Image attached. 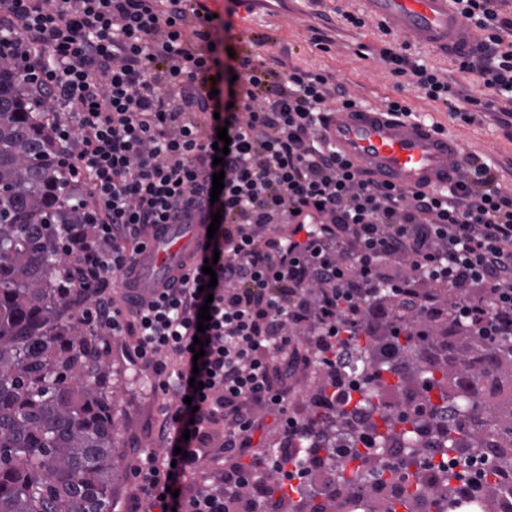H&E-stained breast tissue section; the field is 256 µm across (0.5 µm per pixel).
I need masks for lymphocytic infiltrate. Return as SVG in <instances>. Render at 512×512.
Masks as SVG:
<instances>
[{"label": "lymphocytic infiltrate", "instance_id": "lymphocytic-infiltrate-1", "mask_svg": "<svg viewBox=\"0 0 512 512\" xmlns=\"http://www.w3.org/2000/svg\"><path fill=\"white\" fill-rule=\"evenodd\" d=\"M505 0H452L476 44L462 58L478 94L460 100L450 82L381 49L398 82L441 103L453 118L512 103V16ZM204 0H0V60L9 61L40 121L53 135L57 191L76 212L55 235L86 294L77 322L95 333L132 336L154 391L172 396L159 449L130 469V512H224L225 502L267 500L262 476L296 488L307 476L295 443L308 427L289 415L283 386L295 368L287 352L309 342L315 362L347 401L364 380L346 378L350 339L384 313L381 286L395 302L435 306L456 292L452 313L476 335H512V189L473 156L455 160L445 189L406 190L368 178L343 159L327 134L328 78L276 70L260 56L239 61L232 106L213 91L224 64ZM227 128L224 167L213 163ZM224 187L211 198L212 176ZM222 220L211 248L214 275L172 279L142 297L129 279L134 258L160 224ZM278 224L304 228L307 243L276 240ZM401 271L386 273L388 264ZM119 296L102 297L107 275ZM212 285L211 293L201 288ZM211 319L198 332L201 306ZM205 354L194 358L195 337ZM202 389L191 388V377ZM255 404L275 412L277 455L251 453ZM182 456H175V449ZM234 457L223 492L183 496L207 459Z\"/></svg>", "mask_w": 512, "mask_h": 512}]
</instances>
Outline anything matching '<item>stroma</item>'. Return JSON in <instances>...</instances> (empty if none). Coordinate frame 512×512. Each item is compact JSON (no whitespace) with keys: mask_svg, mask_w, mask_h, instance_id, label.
Wrapping results in <instances>:
<instances>
[{"mask_svg":"<svg viewBox=\"0 0 512 512\" xmlns=\"http://www.w3.org/2000/svg\"><path fill=\"white\" fill-rule=\"evenodd\" d=\"M212 11L221 15L228 27L218 30L223 48L231 49L224 59V72L239 71L238 59L257 53L284 58L288 66L330 74L341 85L343 95H331L328 107L335 108L342 96H350L362 105L386 110L389 101L405 103L419 118L440 124L445 136L456 140L463 154L495 166L503 185L512 187V138L496 112L477 113L473 122L452 118L440 103L428 100L411 87H397L379 55L380 49L401 45L405 37L396 29L382 31L379 18L363 0H253L250 8L236 7L234 0H212ZM364 18L365 27L347 24L346 15ZM329 36L328 50L313 43L315 34ZM413 59L433 67L463 92L474 89L472 74L461 72L453 57L433 48L412 44ZM104 363L110 373L112 413L116 431V452L130 461L141 448L159 447V429L163 421L162 400L150 389V373L140 366L127 336H103ZM320 371L302 366L288 381V409L305 417Z\"/></svg>","mask_w":512,"mask_h":512,"instance_id":"35a3bbf8","label":"stroma"}]
</instances>
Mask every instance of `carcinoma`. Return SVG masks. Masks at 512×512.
<instances>
[{"label":"carcinoma","instance_id":"carcinoma-1","mask_svg":"<svg viewBox=\"0 0 512 512\" xmlns=\"http://www.w3.org/2000/svg\"><path fill=\"white\" fill-rule=\"evenodd\" d=\"M50 156L16 70L0 61V512H110L120 469L112 391L97 334L75 327L85 296L59 294L64 263L51 225L76 216L57 198ZM453 299L450 289L442 305L413 317L390 306L354 337L367 387L332 425L363 416L375 447L353 450L335 482L354 494L366 480L408 473V490L387 512H455L457 475L422 464L410 447L418 435L444 457L488 461L479 498H492L496 480L512 473V394L495 403L490 395L494 385L512 388V336L479 340L451 317ZM403 395L414 416L387 414ZM448 407L463 419L439 421ZM295 494L294 512H325L314 476Z\"/></svg>","mask_w":512,"mask_h":512}]
</instances>
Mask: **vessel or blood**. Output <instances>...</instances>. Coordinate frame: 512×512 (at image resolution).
<instances>
[{"instance_id": "b4317fda", "label": "vessel or blood", "mask_w": 512, "mask_h": 512, "mask_svg": "<svg viewBox=\"0 0 512 512\" xmlns=\"http://www.w3.org/2000/svg\"><path fill=\"white\" fill-rule=\"evenodd\" d=\"M386 24L400 28L412 41L457 57L468 51L473 34L461 27L451 0H367ZM340 154L380 181L405 189L444 188L455 181L458 143L434 132L431 125L367 108L333 110L327 128ZM206 245L202 224H174L149 241L137 258L140 287L159 288L177 264L201 254Z\"/></svg>"}]
</instances>
